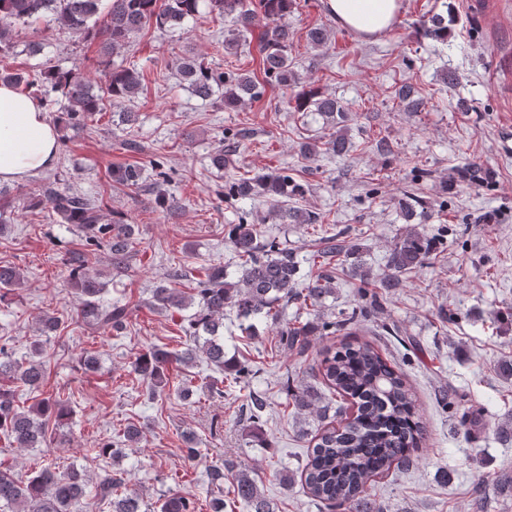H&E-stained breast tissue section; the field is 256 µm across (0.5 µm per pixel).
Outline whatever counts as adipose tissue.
<instances>
[{"instance_id": "1", "label": "adipose tissue", "mask_w": 512, "mask_h": 512, "mask_svg": "<svg viewBox=\"0 0 512 512\" xmlns=\"http://www.w3.org/2000/svg\"><path fill=\"white\" fill-rule=\"evenodd\" d=\"M337 23L371 36L389 30L401 0H325ZM58 133L41 103L0 83V180H20L56 161Z\"/></svg>"}]
</instances>
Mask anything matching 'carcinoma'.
I'll return each instance as SVG.
<instances>
[{
    "instance_id": "carcinoma-1",
    "label": "carcinoma",
    "mask_w": 512,
    "mask_h": 512,
    "mask_svg": "<svg viewBox=\"0 0 512 512\" xmlns=\"http://www.w3.org/2000/svg\"><path fill=\"white\" fill-rule=\"evenodd\" d=\"M209 13L228 25L224 49L231 52L240 46H251L253 22L261 16L266 20L257 37L256 50L261 59L263 80L248 74L226 73L192 57L181 59L179 72L194 94L207 100L221 92L224 109L234 110L251 99L261 97L266 88L277 89L286 98L293 112L312 110L324 116L336 128L332 138L324 143V151L336 156L346 155L351 148L347 136L349 113L336 97L325 95L309 85H300L289 56L291 31L288 14L295 0H0V54L12 55L19 33L36 26L49 14L76 34L100 41L104 80L92 86L91 80L75 68L48 65L27 72H0V81L39 97L49 110L63 100L58 122L66 127L85 126L96 121L106 111V102L128 101L138 94L139 74L112 62L114 52L153 26L163 31L183 29L186 21L199 13L201 4ZM424 35L436 40L448 38L444 18L434 15L421 19ZM398 97L406 110L417 112L424 100L414 95L412 87L402 88ZM463 181L484 184L491 180L490 172L477 162H468L458 170ZM112 182L132 192L138 191L144 169L123 165L112 169ZM305 186L288 175V170L262 172L253 176L234 174L224 181L217 192L220 200L237 201L251 194L265 195L274 201L271 219L280 224H319L320 216L294 205L304 196ZM49 201L52 211L66 224L83 229L85 241L75 251L69 272L68 286L81 299L78 315L90 328L123 330L133 316L126 305H103L99 300L101 283L90 275L86 266L96 250L104 248L111 254L112 268L123 270L131 251L133 226L122 217L106 219L104 202L50 185L29 195L28 207L36 208ZM343 232L324 239V246L310 256L326 265L339 255L351 261L352 269L368 278L360 256V247L348 245ZM227 242L239 259V269L232 278L224 267L212 265L204 277L195 279L193 291L197 308L187 319L185 347L173 352L155 346L142 354L136 363L137 372L148 382L150 394L166 386V369L172 361L189 364L197 353L206 356L209 364L221 371L234 373L232 383L248 372L246 366L225 358L224 309L235 310L243 330L255 335L254 319L280 322L275 304L284 300H300L305 306L317 307L333 293L335 277L327 272L312 279L303 289L296 288L300 278V262L286 249L262 240L258 224L251 214L241 216L239 223L230 225ZM430 240L425 234L411 229L390 249L386 260L388 274L380 281L382 288H396L402 278L421 267L430 254ZM19 270L10 264L0 265V301L21 285ZM150 304L160 309L182 310L187 307L181 291L168 284L152 290ZM373 305L352 310L340 321L288 324L281 330L284 344L295 350L308 348L309 337L324 332L329 336L352 324L369 319ZM318 383L335 395L350 400L353 413L337 425H326L313 437L304 463L296 472H285L283 485L300 481L313 500L331 512H384V507L370 498L369 489L395 470L412 467L420 460L419 452L427 430L422 422L417 399L406 374L369 341H345L323 347L317 353ZM0 376H6L32 390H38L45 377L39 361L27 364L12 359L0 347ZM292 405L299 414L318 413L326 416L329 405H320L321 397L307 386L291 393ZM69 414L67 405L57 395L41 398L35 405L22 410L15 405L14 390L0 387V432L20 448H39L46 442L48 422H61ZM234 473V494L245 512H275L274 503L261 493L252 472L236 468L228 461L210 474L217 495L211 501L212 512H224V472ZM86 478L76 470L57 472L52 465L39 468L22 480L0 471V512H83ZM95 497L109 500L112 512H143L140 498L126 493L125 478L106 472L96 482ZM157 512H195L194 502L179 493H172L160 503Z\"/></svg>"
}]
</instances>
